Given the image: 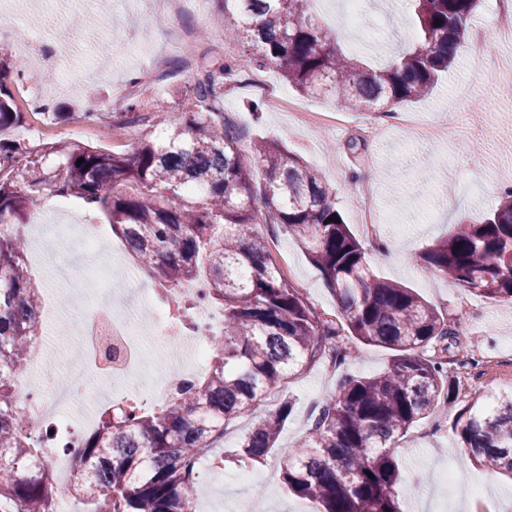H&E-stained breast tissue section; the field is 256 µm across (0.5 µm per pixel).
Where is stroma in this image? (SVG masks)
<instances>
[{"instance_id":"obj_1","label":"stroma","mask_w":512,"mask_h":512,"mask_svg":"<svg viewBox=\"0 0 512 512\" xmlns=\"http://www.w3.org/2000/svg\"><path fill=\"white\" fill-rule=\"evenodd\" d=\"M129 0H111L109 9L75 0L64 28L53 31L52 39L61 47L59 57L43 55L37 47L22 49L20 39L27 33L48 27L55 14L53 0H9L0 15V51L8 53L12 74L11 91L28 85V100L39 109V120H28L15 130L16 138L28 147L64 140L91 145L105 152L131 151L141 139L153 136L155 128L177 125L182 119V101L199 73V66L152 79L148 70L159 52L174 59L185 55L180 40L192 32L199 54L212 57V45L224 43L237 63L248 65L247 73L224 90V112L246 129L250 140L273 139L300 155L318 169L336 196V205L351 231L364 243L371 268L380 278L415 289L425 300L446 312L456 333L458 356L487 357L495 368H462L452 363L448 375L456 384L457 402L411 427L399 439L395 455L402 480L397 487L401 512H448L450 506L466 504L468 512H512V478L473 463L467 449L458 447L453 430L458 414L468 406L474 393L494 395L512 388V306L497 303L457 287L450 280L426 269L418 257L432 243L452 232L458 222L475 224L498 204L500 193L512 184V90L496 78V59L502 48L494 37H486L480 61L470 56L471 44L460 49L456 63L441 73L433 90L419 100L402 104L405 112H417L439 122L448 120V100L461 82H469L479 104L465 112L447 137L416 140L386 118L387 131L378 141L364 138L362 129L372 120L369 112L342 108L335 95L311 97L299 92L277 70L250 68L251 56L232 30L233 22L222 14L215 0H204L201 8L170 20L165 10L144 0L131 11ZM381 16L378 31L366 42L342 38L337 5L314 0L317 11L333 34L339 35L344 53L379 67L411 41L410 11L404 0H371ZM25 79H18V72ZM268 81L298 111L333 112L339 123L307 131L295 126L288 113L274 111L258 86ZM95 86L99 109L124 111L127 103L153 106L161 99L155 128L127 127L122 137L113 138L108 128L83 117L89 103L87 86ZM262 105L253 113L250 102ZM71 113L70 121L58 123L53 113ZM370 189L371 207L381 222L378 237L369 236L358 218L356 200ZM49 221H67L77 215L99 225L103 243L118 253L111 272L100 273L81 287L57 280L52 267L38 272L35 279L45 302L62 312V318L47 334L42 352L57 372H64V358L73 354L75 323L84 309L82 300L109 297L118 312L132 310V300L121 293L128 287L129 274H138V287L147 288L151 278L127 255L123 242L113 236L102 211L85 210L77 201L57 198L41 210ZM391 250L380 253L377 240ZM279 254L286 273L298 291L320 313L337 315L339 307L326 288L320 272L305 251L287 235H278L272 248ZM353 356L333 372L317 362L285 383L279 398L292 401L293 411L282 428L276 448L249 465H240L236 450L240 438L258 418L268 414V406L243 415L230 423L224 438L214 448L194 493L195 512H319L314 501L291 495L283 480L280 460L283 452L306 433L322 401L332 394L346 374L369 376L381 372L392 358L390 350L352 341ZM488 489L482 499L472 496V482Z\"/></svg>"}]
</instances>
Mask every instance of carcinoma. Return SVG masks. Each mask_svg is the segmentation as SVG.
Here are the masks:
<instances>
[{"label": "carcinoma", "mask_w": 512, "mask_h": 512, "mask_svg": "<svg viewBox=\"0 0 512 512\" xmlns=\"http://www.w3.org/2000/svg\"><path fill=\"white\" fill-rule=\"evenodd\" d=\"M234 10L238 35L257 67L274 66L306 95L334 92L358 111L394 109L426 96L469 38L479 0H407L416 21L413 46L387 66L364 69L333 45L312 16L313 0H217ZM259 16L264 20L255 22ZM232 59L205 62L186 92L184 122L130 153H107L63 141L28 148L9 135L23 126L0 81V503L14 512H58L82 499L87 512H194L192 463L224 436L226 422L248 411L324 353L344 363L350 335L393 352L375 375L344 376L305 436L282 462L288 492L320 503L321 512H399L400 472L392 448L416 423L456 394L448 357L456 333L448 318L413 289L369 270L363 244L341 217L320 172L275 140L253 144L264 162L262 206L240 144L245 131L224 116V81ZM121 129L148 125L137 103L124 112H87ZM84 162L77 163L78 159ZM53 197L101 209L137 264L149 270L167 302L209 264L204 301L224 311L212 340L210 368L176 387L159 406L107 408L79 436L76 473L61 483L38 465L50 435L27 432L14 409L16 373L43 335L41 288L25 260V227ZM302 246L336 298L344 322L318 315L274 263L260 224ZM420 259L458 287L512 305V186L479 224L455 231ZM193 304L177 307L183 331L197 333ZM475 397L454 424L458 444L480 463L512 475V391L493 409ZM289 401L238 443L248 464L276 446L292 414Z\"/></svg>", "instance_id": "obj_1"}]
</instances>
